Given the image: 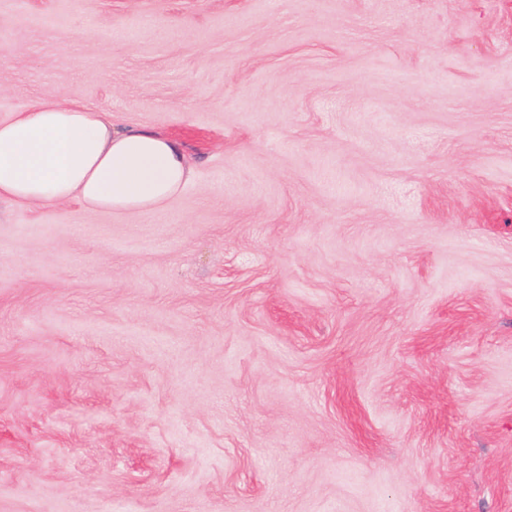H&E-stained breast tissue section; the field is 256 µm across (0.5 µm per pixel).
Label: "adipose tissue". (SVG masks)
I'll use <instances>...</instances> for the list:
<instances>
[{
    "label": "adipose tissue",
    "mask_w": 512,
    "mask_h": 512,
    "mask_svg": "<svg viewBox=\"0 0 512 512\" xmlns=\"http://www.w3.org/2000/svg\"><path fill=\"white\" fill-rule=\"evenodd\" d=\"M194 176L173 138L146 128L113 129L107 113L73 96L49 93L0 120V202L145 211Z\"/></svg>",
    "instance_id": "obj_1"
}]
</instances>
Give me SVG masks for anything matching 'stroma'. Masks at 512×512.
Returning a JSON list of instances; mask_svg holds the SVG:
<instances>
[{"instance_id":"stroma-1","label":"stroma","mask_w":512,"mask_h":512,"mask_svg":"<svg viewBox=\"0 0 512 512\" xmlns=\"http://www.w3.org/2000/svg\"><path fill=\"white\" fill-rule=\"evenodd\" d=\"M48 92L195 178L0 203V512H512V0H0Z\"/></svg>"}]
</instances>
